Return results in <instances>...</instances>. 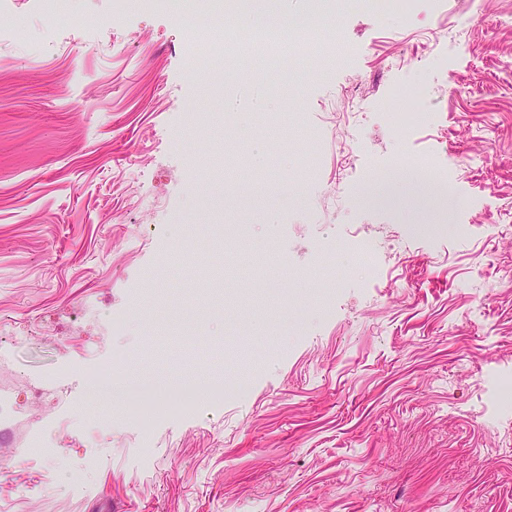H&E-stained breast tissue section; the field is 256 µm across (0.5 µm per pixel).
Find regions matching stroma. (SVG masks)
<instances>
[{"mask_svg": "<svg viewBox=\"0 0 512 512\" xmlns=\"http://www.w3.org/2000/svg\"><path fill=\"white\" fill-rule=\"evenodd\" d=\"M480 2L406 19L347 0L350 62L229 76L196 70L186 0L0 5V396L20 410L0 512H512V404L491 385L512 376V0ZM439 12L464 22L446 58L426 39ZM411 80L431 124L398 136L383 104ZM355 81L368 98L343 130ZM286 113L301 134L276 167L271 136L244 150L228 122ZM424 154L447 184L374 201L397 156ZM176 350L246 390L162 418L148 445L125 393H81L120 352L129 378L175 380ZM99 412L111 426L90 429ZM35 430L36 464L18 453Z\"/></svg>", "mask_w": 512, "mask_h": 512, "instance_id": "stroma-1", "label": "stroma"}]
</instances>
